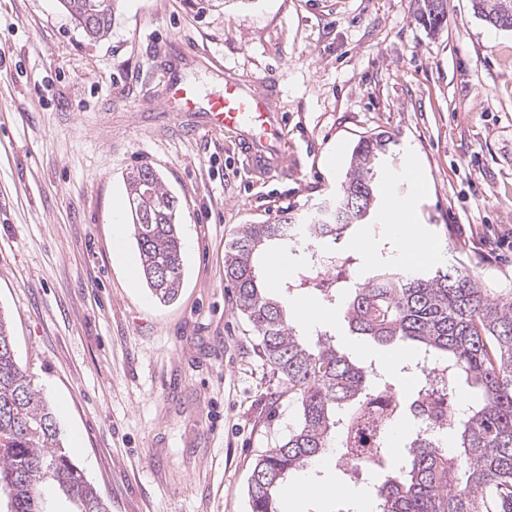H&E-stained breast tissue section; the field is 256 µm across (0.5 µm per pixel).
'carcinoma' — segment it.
<instances>
[{
    "label": "carcinoma",
    "instance_id": "1",
    "mask_svg": "<svg viewBox=\"0 0 512 512\" xmlns=\"http://www.w3.org/2000/svg\"><path fill=\"white\" fill-rule=\"evenodd\" d=\"M120 2L59 0L85 36L96 40L108 34ZM441 2L414 0L415 19L431 32L445 23ZM393 143L387 132L360 139L340 193L323 210L246 224L225 248L224 277L235 288L238 310L298 407L288 437L252 470L251 512H279L289 477L324 454L340 421L338 410L367 401L375 385L369 368L333 341L310 347L298 337L285 305L265 291L261 255L274 243L305 252L362 223L375 207L379 165ZM127 197L140 277L153 296L169 303L184 273L179 200L147 166L130 172ZM346 317L352 331L377 344L410 340L446 361L453 372L446 395H478L464 418L438 423L426 440L406 446L402 467L376 490L379 512H512V295L492 292L457 263L411 271L382 266L354 288ZM450 429L454 446L444 448L439 437ZM46 482L74 502L76 512H109L63 451L54 411L20 366L10 325L0 316V489L13 486L10 512H42Z\"/></svg>",
    "mask_w": 512,
    "mask_h": 512
}]
</instances>
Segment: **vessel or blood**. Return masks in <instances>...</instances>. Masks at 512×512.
Returning <instances> with one entry per match:
<instances>
[{
	"label": "vessel or blood",
	"mask_w": 512,
	"mask_h": 512,
	"mask_svg": "<svg viewBox=\"0 0 512 512\" xmlns=\"http://www.w3.org/2000/svg\"><path fill=\"white\" fill-rule=\"evenodd\" d=\"M160 107L180 117L200 114L208 130L234 135L257 171L288 169L284 151L287 121L279 107L277 80L245 81L228 71L223 92L205 98L181 74L173 72L166 81Z\"/></svg>",
	"instance_id": "1"
}]
</instances>
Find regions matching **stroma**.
Instances as JSON below:
<instances>
[{"label":"stroma","instance_id":"1","mask_svg":"<svg viewBox=\"0 0 512 512\" xmlns=\"http://www.w3.org/2000/svg\"><path fill=\"white\" fill-rule=\"evenodd\" d=\"M430 33L413 0H123L88 40L58 0H0V312L20 364L50 402L62 442L111 512H249L264 452L297 423L288 387L224 278L243 225L301 216L339 192L359 139L387 132L396 157L379 173L366 223L323 242L364 283L404 244L391 204L418 199V236L512 291V31L443 0ZM202 94L224 69L274 77L288 116L289 174L255 173L231 135H183L159 105L165 60ZM151 166L178 198L183 285L162 304L130 287L112 259L113 201ZM415 166L419 180L408 179ZM350 289L334 301L286 296L301 338L329 332L402 393L412 344L353 332ZM322 318L309 328L298 304ZM329 446L305 470L326 495L289 489L280 512H360L396 457L351 479Z\"/></svg>","mask_w":512,"mask_h":512}]
</instances>
